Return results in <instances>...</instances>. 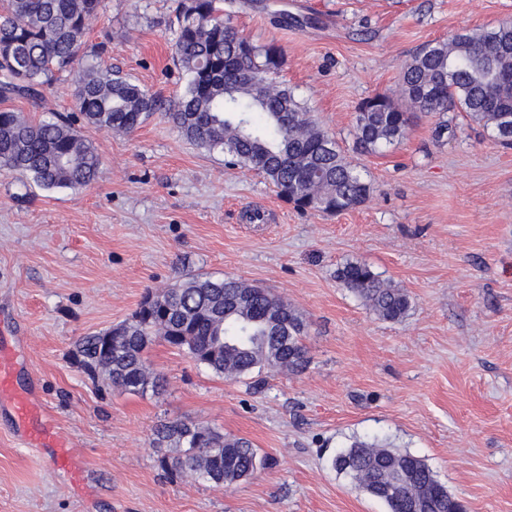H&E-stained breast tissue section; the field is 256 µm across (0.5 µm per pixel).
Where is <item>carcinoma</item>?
<instances>
[{"mask_svg": "<svg viewBox=\"0 0 512 512\" xmlns=\"http://www.w3.org/2000/svg\"><path fill=\"white\" fill-rule=\"evenodd\" d=\"M105 9L106 0H7L0 12V99H37L57 74L77 65L75 106L91 126L130 133L162 110L184 139L223 152L228 165L262 176L300 210L341 214L367 201L371 184L358 167L294 91L275 81L284 65L282 49L255 45L224 26V0H182L173 60L187 80L168 106L81 57L90 22ZM509 71L512 21L420 48L404 64L399 97L425 114L463 112L512 146V84L499 81ZM413 117L394 96L376 94L358 107L357 145L376 154L402 139ZM99 167L97 150L68 117L37 123L0 108L1 171L29 176L47 189H78L96 179ZM338 278L382 320L399 321L411 309L409 295L364 262L346 263ZM306 328L302 313L267 288L185 273L162 293L147 292L128 320L83 337L74 356L89 378L103 375L116 389L144 395L164 384L146 360L156 343L237 379L302 370L308 363ZM153 448L172 478L215 486L246 480L266 462L249 439L178 418L156 430ZM333 467L388 512H413L423 499L430 512L458 507L423 459L377 440L351 443Z\"/></svg>", "mask_w": 512, "mask_h": 512, "instance_id": "carcinoma-1", "label": "carcinoma"}]
</instances>
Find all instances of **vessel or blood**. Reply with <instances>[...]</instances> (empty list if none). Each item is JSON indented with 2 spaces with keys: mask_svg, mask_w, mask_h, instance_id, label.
Masks as SVG:
<instances>
[{
  "mask_svg": "<svg viewBox=\"0 0 512 512\" xmlns=\"http://www.w3.org/2000/svg\"><path fill=\"white\" fill-rule=\"evenodd\" d=\"M12 369V362L0 358V398L10 403L17 423L24 425V435L33 446L53 449L52 464L69 472L71 488L75 490L83 488L84 470L78 459L61 446L53 426L47 422L37 427L31 426L30 420L38 411V400L30 394L14 390Z\"/></svg>",
  "mask_w": 512,
  "mask_h": 512,
  "instance_id": "obj_1",
  "label": "vessel or blood"
}]
</instances>
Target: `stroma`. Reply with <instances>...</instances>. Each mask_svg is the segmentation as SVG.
Wrapping results in <instances>:
<instances>
[{
    "mask_svg": "<svg viewBox=\"0 0 512 512\" xmlns=\"http://www.w3.org/2000/svg\"><path fill=\"white\" fill-rule=\"evenodd\" d=\"M177 4L107 0L84 53L173 100L185 84ZM232 17L249 40L281 47L278 82L372 193L338 215L300 211L158 113L128 134L76 120L101 158L80 190L1 173L0 344L16 353L15 389L44 401L91 490L73 493L0 404V512H386L331 466L373 439L424 459L467 512H512V148L460 112L417 115L376 155L357 151L353 132L359 105L395 89L417 49L512 21V0H236ZM72 93L62 74L42 98L7 105L49 121L74 113ZM349 261L403 288L409 314L379 319L337 279ZM184 270L262 285L301 310L306 367L225 379L157 344L160 394L89 379L76 341ZM171 418L248 438L270 462L230 487L169 479L151 440Z\"/></svg>",
    "mask_w": 512,
    "mask_h": 512,
    "instance_id": "stroma-1",
    "label": "stroma"
}]
</instances>
